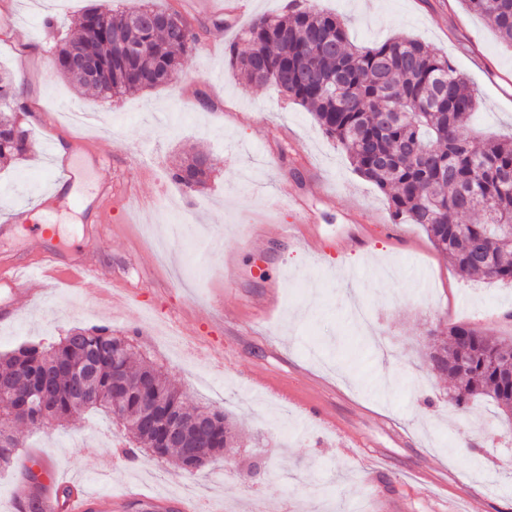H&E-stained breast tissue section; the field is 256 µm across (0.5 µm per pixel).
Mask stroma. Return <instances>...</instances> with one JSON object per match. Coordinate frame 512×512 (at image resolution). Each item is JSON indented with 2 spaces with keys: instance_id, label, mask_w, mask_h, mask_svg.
<instances>
[{
  "instance_id": "obj_1",
  "label": "stroma",
  "mask_w": 512,
  "mask_h": 512,
  "mask_svg": "<svg viewBox=\"0 0 512 512\" xmlns=\"http://www.w3.org/2000/svg\"><path fill=\"white\" fill-rule=\"evenodd\" d=\"M102 2L0 0V71L22 85L32 140L25 160L0 167V225L18 208L52 217L61 262L92 259L131 301L101 306L96 282L23 283L12 318L0 319V354L107 323L135 334L190 404L236 422L243 446L187 480L147 454L115 457L121 425L83 412L27 431L34 453L95 492L176 496L188 482L216 512H512V421L484 401L457 410L425 363L433 332L450 324L512 339V285L462 278L419 225L393 224L386 195L311 112L234 73L225 47L254 17L286 13L284 0H253L231 27L191 0H154L202 26L215 50L185 56L171 85L109 100L60 76L52 52L74 16ZM305 2L344 19L354 42L428 44L465 75L475 128L512 136V51L462 0ZM88 150L105 172L51 188ZM193 150L218 165L191 192L170 172ZM104 175L112 212L98 229L77 201ZM296 199L321 239L362 232L364 247L315 253L277 236L276 225L297 223ZM254 233L266 236L258 251ZM274 286L279 309L253 318L250 300ZM256 375L262 385H250Z\"/></svg>"
}]
</instances>
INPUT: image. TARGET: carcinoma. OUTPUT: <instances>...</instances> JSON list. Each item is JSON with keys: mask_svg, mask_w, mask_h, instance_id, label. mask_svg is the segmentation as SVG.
Wrapping results in <instances>:
<instances>
[{"mask_svg": "<svg viewBox=\"0 0 512 512\" xmlns=\"http://www.w3.org/2000/svg\"><path fill=\"white\" fill-rule=\"evenodd\" d=\"M488 19L502 43L512 49V0H465ZM85 8L74 22V34L55 45L57 72L79 90L104 100L166 84L163 75L180 73L182 57L194 52L201 34L193 22L175 13L177 31L147 28L137 14L164 15L151 2L132 10ZM243 35L249 49L228 48L231 64L247 81L272 84L287 99L310 109L325 134L347 152L354 170L388 196L393 220L419 224L433 245L451 257L466 278L482 276L512 283V250L493 240L512 225V139L494 136L473 145L468 134L477 103L464 75L425 43L394 37L371 46L350 42L336 15L313 7L282 15L260 16ZM144 43L149 52L129 57L111 46V39ZM75 54L94 59L98 74L75 70ZM19 96L10 74L0 73V159L12 160L28 151L29 130L10 109ZM204 154L186 158L172 169V179L193 191L205 186L213 168H202ZM507 340L482 335L467 325H451L427 354L432 370L448 376L451 400L460 409L485 400L501 413L512 414V388L503 384L512 362L498 356ZM129 340L112 335L107 325L70 329L47 347L21 346L0 356V385L21 406L33 390L48 382L49 413L33 408L14 414L0 445V468L16 464L25 437L14 425L36 429L49 418L64 422L95 409L124 415V429L136 449L170 459L184 474L193 459L185 449L167 444L163 417L145 425L149 404L186 416L201 411L214 415L204 437L190 439L206 456L235 447L230 422L207 406L189 409L187 395L173 386L153 363L136 362ZM95 365L82 396L72 386L69 369Z\"/></svg>", "mask_w": 512, "mask_h": 512, "instance_id": "carcinoma-1", "label": "carcinoma"}]
</instances>
